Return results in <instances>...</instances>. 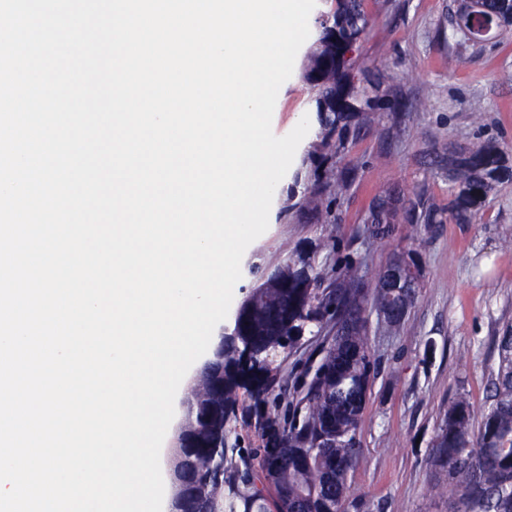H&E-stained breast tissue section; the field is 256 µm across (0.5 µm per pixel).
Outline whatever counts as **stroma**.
I'll list each match as a JSON object with an SVG mask.
<instances>
[{
	"mask_svg": "<svg viewBox=\"0 0 512 512\" xmlns=\"http://www.w3.org/2000/svg\"><path fill=\"white\" fill-rule=\"evenodd\" d=\"M452 6V0H364L369 26L356 53L357 77L410 111L376 112L337 129L342 145L329 165L356 176L345 193L330 198V223L297 211L281 214L272 203L269 227L246 249L234 287V300H241L256 282L251 267L270 272L299 252L322 273L324 292L335 288L336 270L348 262L367 275L400 254L419 263L417 299L398 332L387 333L374 308L365 311L378 373L347 478L360 512H448L451 496L430 490L439 410L463 392L475 414L484 412L499 365L497 338L512 325V248L502 246L512 239V179L496 186L472 223L449 220L426 233L401 222L381 243L366 238L371 207L388 194L417 192L447 207L451 188L440 160L449 145L491 141L512 166V40L475 46L449 38ZM452 53L460 58L453 69ZM309 97L298 77L281 86L275 135L288 134L306 115ZM332 339L325 331L304 336L301 346L276 358L281 376L296 379L265 404L280 420H287L290 401L302 396ZM254 406L240 392L230 417L224 466L233 482L246 465H257L256 450L265 444Z\"/></svg>",
	"mask_w": 512,
	"mask_h": 512,
	"instance_id": "1",
	"label": "stroma"
}]
</instances>
